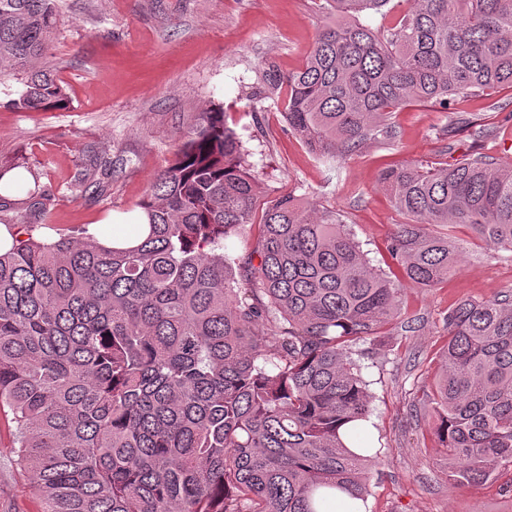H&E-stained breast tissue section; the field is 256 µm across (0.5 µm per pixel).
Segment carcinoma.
Returning <instances> with one entry per match:
<instances>
[{"mask_svg":"<svg viewBox=\"0 0 512 512\" xmlns=\"http://www.w3.org/2000/svg\"><path fill=\"white\" fill-rule=\"evenodd\" d=\"M328 2L336 23L262 90L286 89L288 129L321 159L396 141L391 114L409 103L447 112L512 87V0H407L382 29L360 15L390 0ZM60 20L58 0H0V79L21 82L22 109L66 103L45 61ZM458 124L491 133L470 119L448 133ZM379 181L405 216L386 246L397 280L337 212L291 195L266 202L249 254L224 252L258 195L221 111L179 136L140 203L147 223L49 243L29 228L0 253V408L42 512H357L371 449L343 431L369 411L353 346H384L403 286L448 277L452 228L512 253L511 163L409 162ZM13 192L40 213L50 200L21 176ZM444 325L436 431L448 477L476 486L512 466V292L464 300Z\"/></svg>","mask_w":512,"mask_h":512,"instance_id":"carcinoma-1","label":"carcinoma"}]
</instances>
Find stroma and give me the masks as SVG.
I'll list each match as a JSON object with an SVG mask.
<instances>
[{
  "label": "stroma",
  "mask_w": 512,
  "mask_h": 512,
  "mask_svg": "<svg viewBox=\"0 0 512 512\" xmlns=\"http://www.w3.org/2000/svg\"><path fill=\"white\" fill-rule=\"evenodd\" d=\"M62 20L48 49L66 94L64 108L15 106L16 80L0 84V167L18 166L51 195L45 214L20 205L0 222L34 225L37 237L79 236L140 210L149 182L171 159L180 131L223 108L251 172L258 200L285 195L341 214L370 265L388 267L386 245L404 220L379 185L381 169L406 161L455 163L474 148L512 163V88L460 97L451 112L412 103L392 115L395 143L365 145L343 162L319 159L288 129L283 103L257 97L265 75L300 69L320 29L335 21L325 0H59ZM494 126L474 143L448 133L451 115ZM81 192H74V185ZM457 272L400 297L411 328H395L384 351L363 357L369 415L361 439L377 450L366 512H512V467L477 487L448 478V455L430 403L448 343L449 308L512 290V254L486 249L466 227ZM16 427L0 412V512H41L16 464Z\"/></svg>",
  "instance_id": "stroma-1"
}]
</instances>
